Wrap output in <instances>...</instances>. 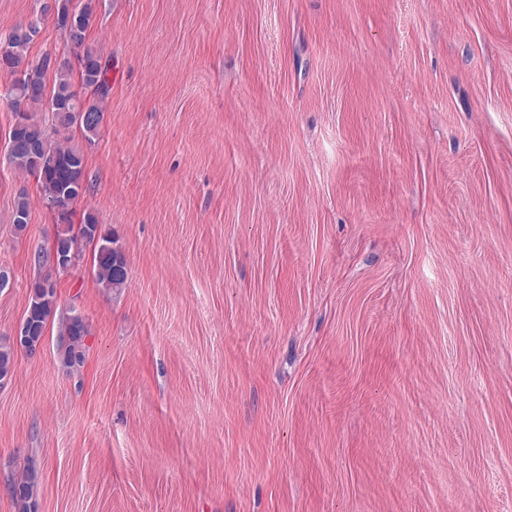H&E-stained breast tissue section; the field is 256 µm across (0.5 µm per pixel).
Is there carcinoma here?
Wrapping results in <instances>:
<instances>
[{
	"label": "carcinoma",
	"instance_id": "obj_1",
	"mask_svg": "<svg viewBox=\"0 0 512 512\" xmlns=\"http://www.w3.org/2000/svg\"><path fill=\"white\" fill-rule=\"evenodd\" d=\"M52 18L63 30L67 42L77 50L78 67L68 62L53 66L37 65L28 60V49L40 30V21ZM96 18V0H42L40 16L25 25L14 27L0 36V46L8 52L0 57V71L11 81L3 89L14 122L9 137L13 147L8 153L10 164L36 179L37 187L48 204L60 209L55 234L64 249L79 237L92 248L93 274L96 285L108 294H119L127 284V258L112 232L99 224L95 212H87L78 231H73L70 205L84 195L86 153L72 143L75 134L92 142L100 131L106 114L105 101L111 90L109 63L88 45L89 33ZM49 112L52 126L46 127L34 113ZM55 283L50 276L30 284L29 302L24 320L27 323L25 349L35 351L41 344L54 311ZM62 366L72 373L86 359L85 340L89 328L84 319L68 316L59 327ZM17 347L11 338L0 340V374L12 371ZM38 490L37 472L28 469L10 483L16 512H35Z\"/></svg>",
	"mask_w": 512,
	"mask_h": 512
}]
</instances>
